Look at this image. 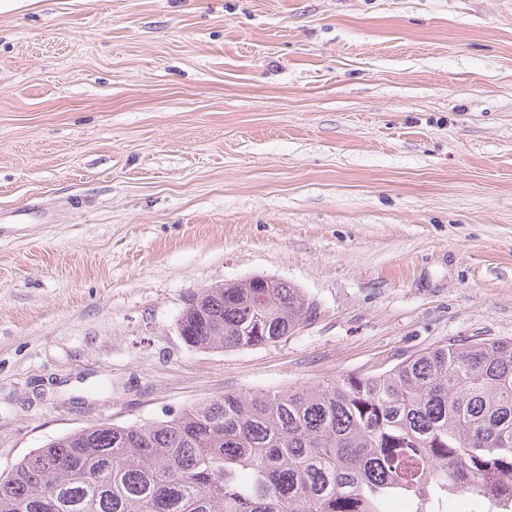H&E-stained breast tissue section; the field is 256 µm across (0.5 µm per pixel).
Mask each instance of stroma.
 <instances>
[{"mask_svg": "<svg viewBox=\"0 0 512 512\" xmlns=\"http://www.w3.org/2000/svg\"><path fill=\"white\" fill-rule=\"evenodd\" d=\"M0 474L64 433L512 339V0L0 14ZM318 315L198 350L187 294ZM259 277L188 294L178 319L183 341L196 349L268 345L313 319L316 306L301 288Z\"/></svg>", "mask_w": 512, "mask_h": 512, "instance_id": "stroma-1", "label": "stroma"}]
</instances>
